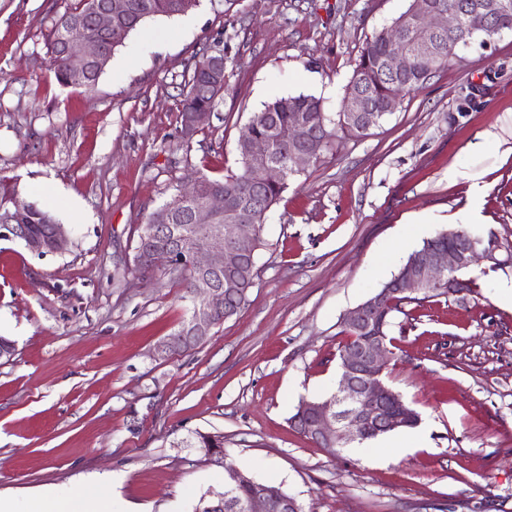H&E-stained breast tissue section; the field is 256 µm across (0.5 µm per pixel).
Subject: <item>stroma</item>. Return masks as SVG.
<instances>
[{
    "mask_svg": "<svg viewBox=\"0 0 512 512\" xmlns=\"http://www.w3.org/2000/svg\"><path fill=\"white\" fill-rule=\"evenodd\" d=\"M71 0H0V177L67 225L40 256L0 239V495L87 479L131 512H194L224 488L197 433L224 437V459L295 496L304 512H512V268L473 267L479 301H431L397 315L387 384L415 408L417 449L383 440L327 452L289 419L335 393L344 314L387 282L425 239L448 230L467 185L448 168L486 171L484 223L512 235V165L488 131L512 134V31L469 64L433 76L381 126L342 137L268 212L257 276L240 311L168 359L155 345L193 308L164 275L117 286L139 224L190 168L237 170L240 130L280 96L340 112L367 38L411 0H199L118 47L95 87L60 85L47 34ZM223 51L229 87L192 145L177 134L183 71ZM483 84L468 116L462 87ZM429 218L413 233L417 215Z\"/></svg>",
    "mask_w": 512,
    "mask_h": 512,
    "instance_id": "1",
    "label": "stroma"
}]
</instances>
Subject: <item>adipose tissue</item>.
Instances as JSON below:
<instances>
[{"label": "adipose tissue", "mask_w": 512, "mask_h": 512, "mask_svg": "<svg viewBox=\"0 0 512 512\" xmlns=\"http://www.w3.org/2000/svg\"><path fill=\"white\" fill-rule=\"evenodd\" d=\"M467 182L465 203L451 216L457 224H478L482 221L485 197L483 175L472 170L452 166L448 169L449 184ZM0 512H127L123 502L97 482L57 491L51 488L35 493L24 500L0 497Z\"/></svg>", "instance_id": "obj_1"}]
</instances>
